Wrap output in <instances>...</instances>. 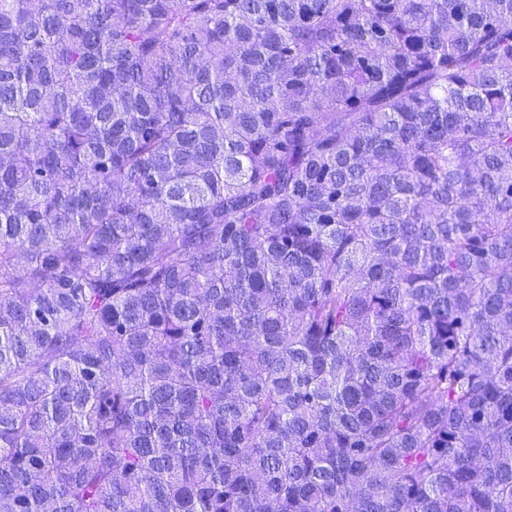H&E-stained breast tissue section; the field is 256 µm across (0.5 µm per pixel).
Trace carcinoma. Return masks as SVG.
Instances as JSON below:
<instances>
[{"instance_id": "cac0c4a2", "label": "carcinoma", "mask_w": 512, "mask_h": 512, "mask_svg": "<svg viewBox=\"0 0 512 512\" xmlns=\"http://www.w3.org/2000/svg\"><path fill=\"white\" fill-rule=\"evenodd\" d=\"M0 512H512V0H0Z\"/></svg>"}]
</instances>
